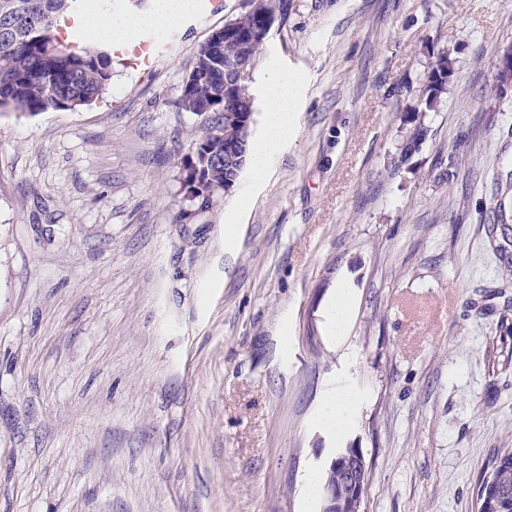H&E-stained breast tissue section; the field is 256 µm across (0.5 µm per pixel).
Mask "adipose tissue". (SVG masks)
<instances>
[{
    "instance_id": "ef3b65f1",
    "label": "adipose tissue",
    "mask_w": 512,
    "mask_h": 512,
    "mask_svg": "<svg viewBox=\"0 0 512 512\" xmlns=\"http://www.w3.org/2000/svg\"><path fill=\"white\" fill-rule=\"evenodd\" d=\"M191 8L192 0H155L152 9L145 13L96 18L90 24V31L105 42L130 38L145 27L163 32L177 27ZM297 85V78L285 72L270 75L264 83V124L250 151V168L255 179L265 177L293 132Z\"/></svg>"
}]
</instances>
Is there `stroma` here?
Listing matches in <instances>:
<instances>
[{"label":"stroma","mask_w":512,"mask_h":512,"mask_svg":"<svg viewBox=\"0 0 512 512\" xmlns=\"http://www.w3.org/2000/svg\"><path fill=\"white\" fill-rule=\"evenodd\" d=\"M243 7L92 104L0 114V512H320L305 483L349 446L362 512H475L512 450V0H293L249 80L256 136L263 82L296 75L293 135L182 224L181 85ZM434 68L432 69V72ZM432 72L429 80L423 85L419 93V105L422 108L421 112L435 111L436 108L441 104L443 95L447 91L448 84V73L442 75L441 80H434L432 78ZM331 313L336 324V329L341 330L349 315L348 288H345L344 286L336 288L335 295L331 302ZM351 409V395L346 392L339 393L323 404L320 413L321 420L330 430L338 432L344 427Z\"/></svg>","instance_id":"35a3bbf8"}]
</instances>
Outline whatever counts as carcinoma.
<instances>
[{
  "mask_svg": "<svg viewBox=\"0 0 512 512\" xmlns=\"http://www.w3.org/2000/svg\"><path fill=\"white\" fill-rule=\"evenodd\" d=\"M88 0H0V114L25 111L75 110L99 98L112 80V51L93 43L81 45L62 39L58 21L85 10ZM235 29L224 34V57L214 60L208 44L199 47L193 70L184 86L180 107L189 112H218L203 125L195 142L192 165L184 166L181 180L195 184L182 196L178 216L194 211V220L209 213L224 195V184L236 182L250 150L254 98L249 88H234L224 98V61L250 62L264 42L252 41L262 18L242 11L232 17ZM448 75L429 79L419 93L422 111H434L447 91ZM239 149L236 154L233 149ZM491 474L477 489V512H512V451L489 461ZM336 483V512H355L359 498L345 466L328 469L325 484Z\"/></svg>",
  "mask_w": 512,
  "mask_h": 512,
  "instance_id": "obj_1",
  "label": "carcinoma"
}]
</instances>
